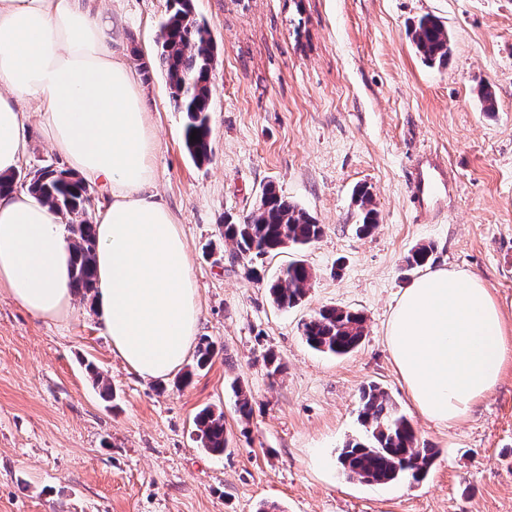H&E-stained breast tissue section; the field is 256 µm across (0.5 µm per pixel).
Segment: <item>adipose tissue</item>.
<instances>
[{"label":"adipose tissue","mask_w":512,"mask_h":512,"mask_svg":"<svg viewBox=\"0 0 512 512\" xmlns=\"http://www.w3.org/2000/svg\"><path fill=\"white\" fill-rule=\"evenodd\" d=\"M115 30L84 0H0V173L19 169L33 112L83 185L105 194L95 310L113 349L151 381L185 362L201 308L183 234L151 191L155 140L141 88L112 51ZM69 221L27 187L0 191V288L41 319L73 310ZM385 343L413 403L439 424L464 419L512 364L490 288L445 267L402 290Z\"/></svg>","instance_id":"1"}]
</instances>
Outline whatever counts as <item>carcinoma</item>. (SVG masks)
Here are the masks:
<instances>
[{"label": "carcinoma", "mask_w": 512, "mask_h": 512, "mask_svg": "<svg viewBox=\"0 0 512 512\" xmlns=\"http://www.w3.org/2000/svg\"><path fill=\"white\" fill-rule=\"evenodd\" d=\"M159 64L164 71L178 110L184 114V146L195 162L210 159L211 73L216 52L205 23L196 18L192 0H168L167 14L160 27ZM416 53L426 64L445 65L451 54L448 30L437 18L421 17L410 31ZM196 139H191L192 133ZM29 190L39 199L59 210L78 217L70 224L73 238L74 291L88 295L96 288L94 256L96 237L93 225L81 219L86 210L87 189L71 172L40 170L30 180ZM355 204L361 216L357 231L369 234L377 227L378 216L372 194L362 187L355 193ZM323 235V225L303 208L288 200L273 185L266 186L252 213L240 224L224 225V238L236 245L237 253L263 259L287 248L303 250ZM433 246L414 247L406 259L411 270L424 266ZM313 279L311 268L303 260H294L268 286L273 303L282 309L299 305L306 297ZM302 336L314 350L346 355L357 348L365 335L363 316L352 310L327 307L301 324ZM215 353L214 342L201 339L196 351V367L209 364ZM93 384L106 399L113 397L111 382L93 365L87 366ZM240 418L253 414L252 398L240 383L231 384ZM360 417L365 433L352 438L341 449L337 462L349 480L366 484H388L410 477H424L438 453L418 441L415 430L401 413L387 391L370 384L360 393ZM197 437L204 448L224 453L229 439L224 426V413L210 408L195 418Z\"/></svg>", "instance_id": "carcinoma-1"}]
</instances>
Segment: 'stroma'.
<instances>
[{
    "label": "stroma",
    "mask_w": 512,
    "mask_h": 512,
    "mask_svg": "<svg viewBox=\"0 0 512 512\" xmlns=\"http://www.w3.org/2000/svg\"><path fill=\"white\" fill-rule=\"evenodd\" d=\"M118 18L115 49L139 72L157 148L154 186L185 237L201 317L216 353L179 384L146 381L112 350L92 299L45 322L0 288V512H512V364L496 390L458 422L438 425L413 405L385 345L402 291L416 276L411 249L432 244L429 267L481 277L512 326V0H193L216 45L212 155L182 144L184 115L157 63L167 0H87ZM438 17L452 39L447 65L422 62L410 30ZM148 72H141L140 63ZM491 87L495 108L480 98ZM17 173L66 169L46 131L29 123ZM453 176L443 211L416 212L407 184L423 152ZM323 224L303 254L248 274L224 238L263 187ZM369 187L379 224L357 235V187ZM302 257L313 271L303 302L277 308L265 282ZM357 310L365 336L350 354L311 349L300 324L324 307ZM281 357L269 377L263 357ZM112 384L105 400L86 373ZM251 394L239 420L232 381ZM385 389L419 439L438 448L427 476L367 485L336 464L362 434L359 395ZM223 412L230 445L202 448L193 419Z\"/></svg>",
    "instance_id": "1"
}]
</instances>
